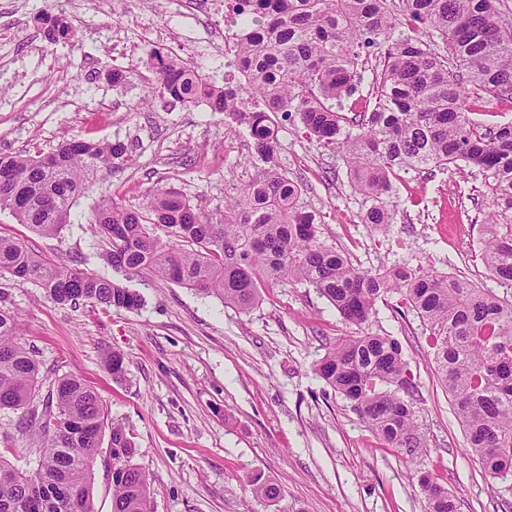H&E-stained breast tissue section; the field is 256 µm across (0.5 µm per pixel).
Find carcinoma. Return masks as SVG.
<instances>
[{
	"mask_svg": "<svg viewBox=\"0 0 512 512\" xmlns=\"http://www.w3.org/2000/svg\"><path fill=\"white\" fill-rule=\"evenodd\" d=\"M497 3L400 0L395 8L394 0H233L241 20L237 66L247 85L218 87L156 51L148 95L236 113L268 167L225 197L217 217L161 188L136 208L101 204L93 223L109 244L102 260L115 273L147 271L242 311L270 284L315 288L358 331L336 341L314 370L379 441L413 457L425 448L414 410L417 385L398 342L365 331L378 299L399 294L426 325L467 447L503 493L512 489V301L422 265L355 267L321 238L315 214L302 210L299 183L270 166V113L294 114L309 135L342 148L354 186L374 201L364 223L376 225L390 223L382 195L398 172L475 169L487 187L483 260L493 277L512 283V122L487 127L467 108L472 80L491 97L512 100V20ZM43 21L51 23L52 41L78 42L60 18L46 13ZM359 48L377 51L383 64L374 103L354 113L358 132L344 134L336 102L355 92ZM245 93L258 95L262 107L239 109ZM127 151L119 142L74 139L46 156L0 155V210L38 235L56 236L90 180L125 161ZM0 272L61 305L131 311L142 303L120 280L47 260L21 239L0 236ZM18 335L17 315L0 307V412L17 414L14 429L39 443L26 469L0 456V512H92V471L106 431L112 512H154L126 426L108 419L98 393L75 374L56 377L40 396L39 362ZM419 484L428 512H457L456 498L432 474L420 475ZM250 486L268 501L280 496L260 474Z\"/></svg>",
	"mask_w": 512,
	"mask_h": 512,
	"instance_id": "carcinoma-1",
	"label": "carcinoma"
}]
</instances>
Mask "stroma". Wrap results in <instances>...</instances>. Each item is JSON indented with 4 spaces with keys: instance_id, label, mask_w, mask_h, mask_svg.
<instances>
[{
    "instance_id": "stroma-1",
    "label": "stroma",
    "mask_w": 512,
    "mask_h": 512,
    "mask_svg": "<svg viewBox=\"0 0 512 512\" xmlns=\"http://www.w3.org/2000/svg\"><path fill=\"white\" fill-rule=\"evenodd\" d=\"M65 20L77 46L52 42L42 13ZM215 85L224 83V16L206 0H0V154L51 152L78 138L121 142L128 157L98 172L52 238L0 211V234L26 239L40 254L101 276L105 243L91 218L104 200L139 206L174 188L209 214L262 168L247 129L205 104L160 98L143 104L156 80L155 49ZM120 81H113V72ZM278 167L302 187L323 237L365 269L425 266L512 299L482 259L486 191L470 169L408 170L385 200L387 227L364 223L370 199L351 183L335 148L307 138L298 118L272 116ZM126 286L140 308L94 311L59 305L10 274L5 307L20 323L19 340L43 370L80 375L111 418L122 420L137 449L155 512H426L418 474L447 486L458 512H512V496L495 494L441 385L424 323L382 296L369 332L396 339L417 384L415 404L426 449L417 461L383 446L350 402L315 373L336 341L352 334L315 289L278 283L243 312L147 273ZM120 350L124 379L104 356ZM281 489L256 498L250 476Z\"/></svg>"
}]
</instances>
